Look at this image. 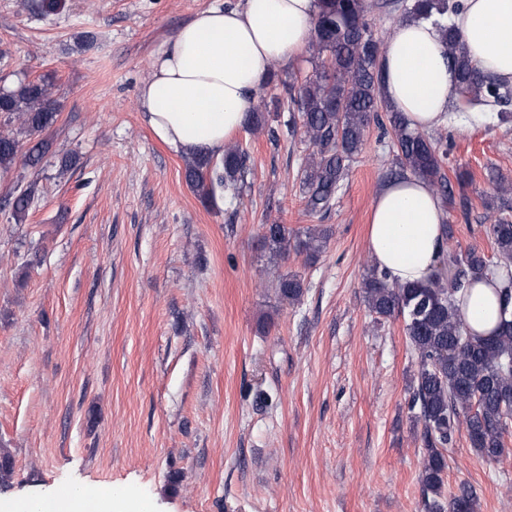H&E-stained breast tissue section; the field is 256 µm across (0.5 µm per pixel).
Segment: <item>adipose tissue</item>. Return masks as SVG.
<instances>
[{
	"label": "adipose tissue",
	"instance_id": "adipose-tissue-1",
	"mask_svg": "<svg viewBox=\"0 0 512 512\" xmlns=\"http://www.w3.org/2000/svg\"><path fill=\"white\" fill-rule=\"evenodd\" d=\"M454 20L473 63L486 76L512 84V0H467ZM318 0H244L242 7L213 6L180 27L151 65L139 102L154 135L174 150L222 157L224 144L244 126L273 67L308 45ZM382 94L409 128L445 123L458 95L456 73L437 28L428 21L393 24L381 60ZM445 206L414 175L385 183L376 193L368 251L390 281L426 284L447 249ZM499 276L471 279L461 308L468 329L491 335L500 320ZM85 489H53L13 500L0 512H126L112 495L85 503Z\"/></svg>",
	"mask_w": 512,
	"mask_h": 512
}]
</instances>
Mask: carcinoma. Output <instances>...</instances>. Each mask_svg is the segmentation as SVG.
<instances>
[{"label": "carcinoma", "mask_w": 512, "mask_h": 512, "mask_svg": "<svg viewBox=\"0 0 512 512\" xmlns=\"http://www.w3.org/2000/svg\"><path fill=\"white\" fill-rule=\"evenodd\" d=\"M466 0H413L405 14L431 19L439 26L448 56L457 69L461 95L472 105H500L512 99L509 86L483 75L472 62L462 35L444 19L465 10ZM366 0H319L314 38L309 50L313 72L289 92L288 129L300 131L312 148L302 162L300 181L306 210L327 214L336 192L348 174L350 163L364 145L371 123L392 135L396 145L392 176L412 174L426 180L443 202L452 199L451 184L443 172L448 146L425 132L412 130L402 115L381 95L380 56L385 42L375 38L365 20ZM44 78L21 79L0 89V117L17 118L20 133L0 132V172L8 173L18 161L37 166L48 142L25 145L23 137L40 135L52 128L59 116ZM386 113L381 118L379 113ZM247 155L238 145L224 147L217 162L197 154L185 164V180L200 200L215 204L216 190L234 196L245 184ZM32 187L21 190L11 204L12 218L20 224L27 215ZM332 232L328 227L293 229L274 222L263 230L261 248L276 264L293 252L314 262ZM497 263L512 266V222L498 219L488 225ZM494 274L485 254L471 248L463 254L450 249L433 280L427 285H403L390 281L371 265L363 278L364 300L375 319L394 316L419 359L410 390V410L422 425L425 449L421 486L426 512H476L473 491L463 486L445 495L448 449L465 427L471 447L488 460L509 452L504 434L512 417V320L504 319L493 336L468 331L459 309L458 295L468 276ZM280 299L298 303L304 296L303 280L288 273L278 277Z\"/></svg>", "instance_id": "cac0c4a2"}]
</instances>
